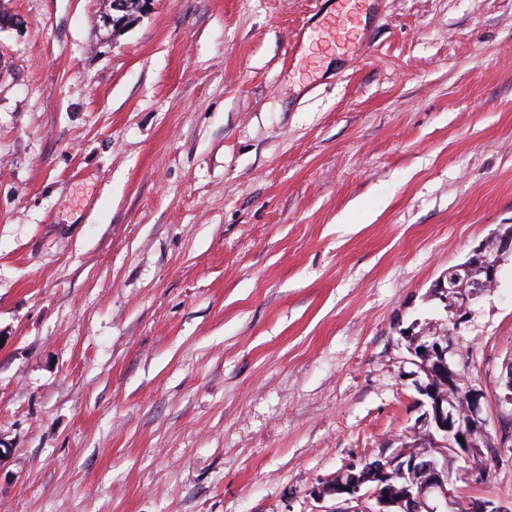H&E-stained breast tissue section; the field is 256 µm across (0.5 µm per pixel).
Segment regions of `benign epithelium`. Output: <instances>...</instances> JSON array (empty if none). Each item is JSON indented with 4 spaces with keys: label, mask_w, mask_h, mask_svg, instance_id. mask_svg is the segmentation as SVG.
<instances>
[{
    "label": "benign epithelium",
    "mask_w": 512,
    "mask_h": 512,
    "mask_svg": "<svg viewBox=\"0 0 512 512\" xmlns=\"http://www.w3.org/2000/svg\"><path fill=\"white\" fill-rule=\"evenodd\" d=\"M131 5L128 0H112L110 10L101 18V23L108 28L120 31L129 24ZM482 248L472 251L469 262L457 267L463 274L467 288H449L441 281L436 285L437 297L444 304L445 311L450 314L452 327L448 335L440 333L433 336H409L408 350L415 359L433 360L436 373L428 383L420 387V392L431 399V410L423 417L425 434H440L446 438V445L452 448L457 459L465 462L479 450V443L490 445L491 434L487 429V421L481 415L482 393L464 377L452 369L451 358L456 352L454 331L460 320L471 306L487 292L495 283L498 264H490L481 258ZM443 382L453 390L456 398L446 401L438 398L435 383ZM410 467L428 475L427 481L421 484L415 493L405 497L408 501V512H512L494 498L466 499L456 495L455 479H472L479 481L481 474L474 470L462 468L456 475H444L438 472L436 464L423 454L408 457L396 449L383 460H378L372 469L384 474L387 469L395 466ZM358 465L350 464L345 468L344 475L349 482H341L334 491L318 488L312 490L313 498L324 502L326 497L336 500V505L320 509L318 512H382L386 507L381 499L380 488L370 487L361 493L363 482L357 475Z\"/></svg>",
    "instance_id": "7a95c632"
}]
</instances>
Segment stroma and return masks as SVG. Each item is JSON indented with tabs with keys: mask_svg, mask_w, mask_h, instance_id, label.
<instances>
[{
	"mask_svg": "<svg viewBox=\"0 0 512 512\" xmlns=\"http://www.w3.org/2000/svg\"><path fill=\"white\" fill-rule=\"evenodd\" d=\"M0 512H317L512 225V0H0ZM512 496V255L455 337ZM128 1L129 0H112L109 12L101 18L100 22L108 28L114 26L113 32L124 29L132 19V17L129 16L131 5ZM341 1L345 7L342 8L341 13L336 16V19L331 21L330 25L327 26L326 31L324 32L325 37L329 39L333 46H336V42L346 40V36L352 29V17L358 9V5L363 2V0Z\"/></svg>",
	"mask_w": 512,
	"mask_h": 512,
	"instance_id": "obj_1",
	"label": "stroma"
}]
</instances>
